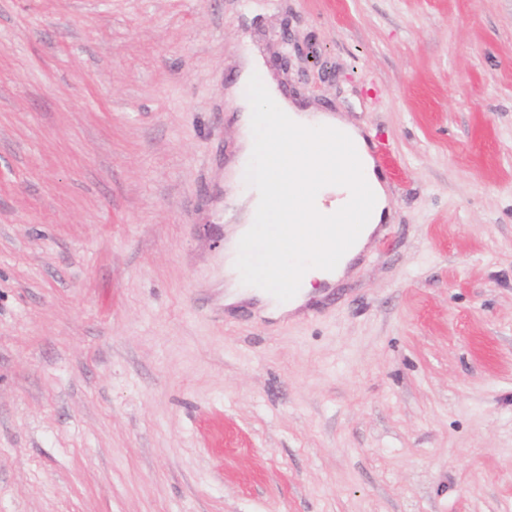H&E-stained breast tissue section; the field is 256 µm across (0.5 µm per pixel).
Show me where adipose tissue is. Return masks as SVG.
Segmentation results:
<instances>
[{"label":"adipose tissue","instance_id":"adipose-tissue-1","mask_svg":"<svg viewBox=\"0 0 512 512\" xmlns=\"http://www.w3.org/2000/svg\"><path fill=\"white\" fill-rule=\"evenodd\" d=\"M239 113V165L251 168L256 158L265 172L256 177L235 205L240 223L225 245L224 275L229 290L225 303L254 299L268 312L285 316L293 305L278 293L263 289L281 264L287 263L285 242L317 241L329 225L358 227L356 246L331 266L309 261L296 280L297 300L305 302L315 282H333L342 276L358 250L388 215L383 179L361 131L329 113L304 111L275 85L264 83L258 94L235 98ZM256 247L262 263L251 288L238 278L242 257Z\"/></svg>","mask_w":512,"mask_h":512}]
</instances>
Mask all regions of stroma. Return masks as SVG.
I'll list each match as a JSON object with an SVG mask.
<instances>
[{
  "instance_id": "1",
  "label": "stroma",
  "mask_w": 512,
  "mask_h": 512,
  "mask_svg": "<svg viewBox=\"0 0 512 512\" xmlns=\"http://www.w3.org/2000/svg\"><path fill=\"white\" fill-rule=\"evenodd\" d=\"M250 48L388 154L284 322L224 305ZM0 512H512V0H0Z\"/></svg>"
}]
</instances>
